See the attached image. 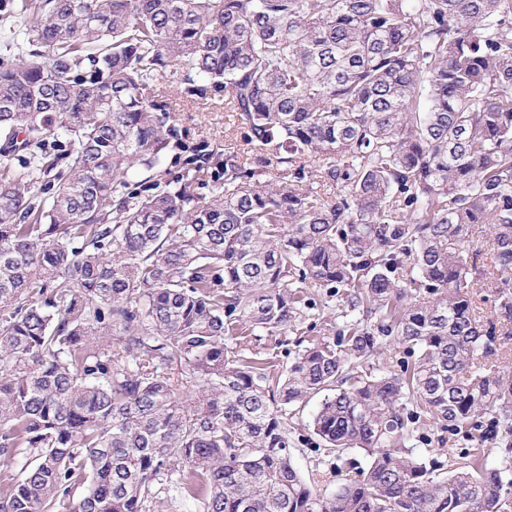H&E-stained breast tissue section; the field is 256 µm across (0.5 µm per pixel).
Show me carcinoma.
I'll list each match as a JSON object with an SVG mask.
<instances>
[{"mask_svg":"<svg viewBox=\"0 0 512 512\" xmlns=\"http://www.w3.org/2000/svg\"><path fill=\"white\" fill-rule=\"evenodd\" d=\"M5 9L43 51L0 65V465L25 459L0 512H512L511 461L407 447L427 416L477 449L512 438L492 362L512 341V0ZM183 62L274 181L203 144L158 190L177 131L157 80ZM310 286L356 318L274 378L236 359L243 328L296 330ZM392 336L408 374L378 362ZM319 394L315 449L367 458L330 495L283 421ZM165 376L170 377V383L174 393L179 399L194 397L201 390L200 383L188 374L182 373L180 367L174 365L171 369L164 371Z\"/></svg>","mask_w":512,"mask_h":512,"instance_id":"cac0c4a2","label":"carcinoma"}]
</instances>
